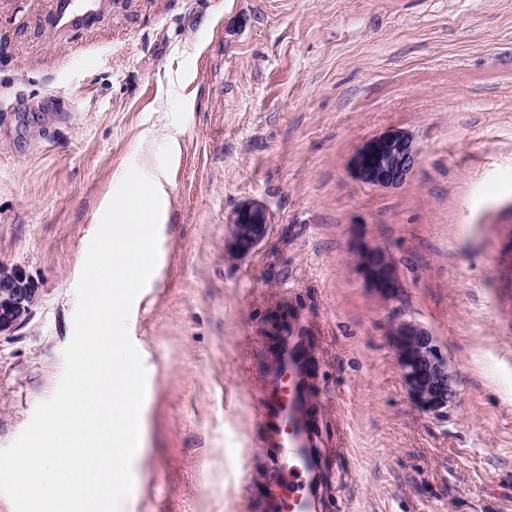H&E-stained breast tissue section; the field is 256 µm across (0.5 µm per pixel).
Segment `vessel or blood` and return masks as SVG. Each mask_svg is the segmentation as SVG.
I'll list each match as a JSON object with an SVG mask.
<instances>
[{
	"label": "vessel or blood",
	"mask_w": 512,
	"mask_h": 512,
	"mask_svg": "<svg viewBox=\"0 0 512 512\" xmlns=\"http://www.w3.org/2000/svg\"><path fill=\"white\" fill-rule=\"evenodd\" d=\"M96 0H56V15L67 27L90 19ZM308 328L289 323L270 367L272 386L262 396L260 422L267 447L277 457L273 482L275 512H325L331 480H345L344 471L329 474L313 400L308 369Z\"/></svg>",
	"instance_id": "b4317fda"
}]
</instances>
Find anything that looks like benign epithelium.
Returning a JSON list of instances; mask_svg holds the SVG:
<instances>
[{
	"instance_id": "7a95c632",
	"label": "benign epithelium",
	"mask_w": 512,
	"mask_h": 512,
	"mask_svg": "<svg viewBox=\"0 0 512 512\" xmlns=\"http://www.w3.org/2000/svg\"><path fill=\"white\" fill-rule=\"evenodd\" d=\"M420 148L412 134L392 129L366 141L351 161L353 177L371 187H396L416 168ZM232 232L229 248L247 254L261 245L269 232L266 205L245 202L229 216ZM358 270L366 287L387 301H397L404 283L393 256L383 247L357 243ZM38 288L18 265L0 272V334L18 329L29 317ZM389 336L411 395L425 411L443 416L458 403L459 392L448 360L437 339L411 319L392 323Z\"/></svg>"
}]
</instances>
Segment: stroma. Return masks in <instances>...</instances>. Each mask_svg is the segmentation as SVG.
I'll return each instance as SVG.
<instances>
[{"instance_id":"stroma-1","label":"stroma","mask_w":512,"mask_h":512,"mask_svg":"<svg viewBox=\"0 0 512 512\" xmlns=\"http://www.w3.org/2000/svg\"><path fill=\"white\" fill-rule=\"evenodd\" d=\"M0 0V265L39 292L0 335V448L64 370L75 286L130 167L158 181V268L128 332L146 369L123 512H272L258 419L292 319L344 512H512V0ZM167 124L170 136L153 130ZM410 131L402 185L350 173ZM267 239L228 251L249 200ZM389 250L403 300L366 288L353 246ZM436 336L460 401H413L396 317ZM96 8L95 0H57L58 23L67 27L90 19Z\"/></svg>"}]
</instances>
